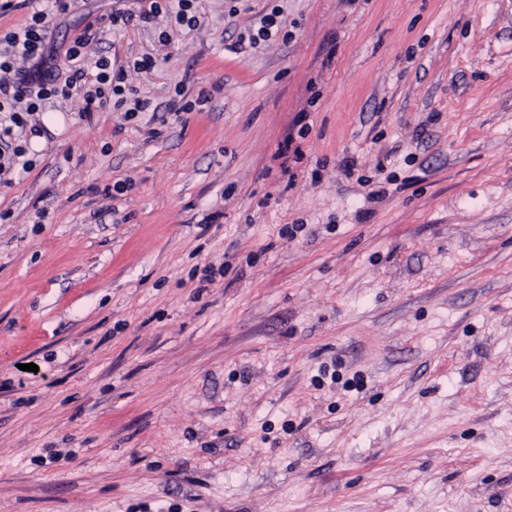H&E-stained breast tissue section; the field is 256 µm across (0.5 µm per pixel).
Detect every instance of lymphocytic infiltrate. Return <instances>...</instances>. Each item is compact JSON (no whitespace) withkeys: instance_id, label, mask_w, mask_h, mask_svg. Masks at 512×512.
Masks as SVG:
<instances>
[{"instance_id":"f902f5d3","label":"lymphocytic infiltrate","mask_w":512,"mask_h":512,"mask_svg":"<svg viewBox=\"0 0 512 512\" xmlns=\"http://www.w3.org/2000/svg\"><path fill=\"white\" fill-rule=\"evenodd\" d=\"M72 0H46L43 9L34 11L31 21L23 29L5 38L0 50V176L27 170L30 162L22 146L13 145L14 129L26 126L30 116L39 112L45 101L66 99L75 90H82L85 111H94L107 98L124 92L123 71H113L105 58L87 60L83 49L93 41L92 33L79 37L67 51L70 67L67 73L51 69L37 74H22L16 61H29L44 57L46 31L43 22L48 13L64 12Z\"/></svg>"}]
</instances>
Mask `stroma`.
Masks as SVG:
<instances>
[{
	"label": "stroma",
	"mask_w": 512,
	"mask_h": 512,
	"mask_svg": "<svg viewBox=\"0 0 512 512\" xmlns=\"http://www.w3.org/2000/svg\"><path fill=\"white\" fill-rule=\"evenodd\" d=\"M149 5L48 17L147 106L0 183V512H512V0ZM164 9L173 26H190L196 23L195 15L189 16L193 0H163Z\"/></svg>",
	"instance_id": "35a3bbf8"
}]
</instances>
